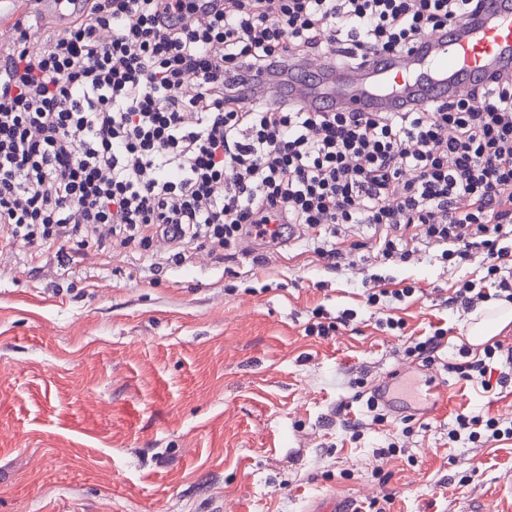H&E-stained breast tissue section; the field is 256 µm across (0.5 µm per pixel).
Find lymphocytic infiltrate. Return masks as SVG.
Wrapping results in <instances>:
<instances>
[{
	"instance_id": "lymphocytic-infiltrate-1",
	"label": "lymphocytic infiltrate",
	"mask_w": 512,
	"mask_h": 512,
	"mask_svg": "<svg viewBox=\"0 0 512 512\" xmlns=\"http://www.w3.org/2000/svg\"><path fill=\"white\" fill-rule=\"evenodd\" d=\"M83 0L39 52L0 46V238L148 254L235 247L288 225L371 224L383 261L484 254L512 226V81L422 112L241 107L224 71L334 42L353 66L467 17L475 0ZM197 79L186 89L187 76ZM414 171L406 179V171ZM450 441L512 425L457 415Z\"/></svg>"
}]
</instances>
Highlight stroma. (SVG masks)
<instances>
[{"mask_svg": "<svg viewBox=\"0 0 512 512\" xmlns=\"http://www.w3.org/2000/svg\"><path fill=\"white\" fill-rule=\"evenodd\" d=\"M0 20L1 44L23 22L33 50L58 29L32 0H0ZM313 236L180 262L161 241L146 256L0 240V512H305L330 493L356 512L386 494L389 512H512V439H448L462 412L512 421V387L447 369L472 316L447 299L480 281L482 255L458 265L424 248L379 264L374 227L340 224L330 239L347 255L332 269ZM347 309L348 326L307 334ZM389 317L404 332L380 328ZM436 326L446 335L425 365L407 347ZM408 368L441 408L374 419L363 394Z\"/></svg>", "mask_w": 512, "mask_h": 512, "instance_id": "obj_1", "label": "stroma"}]
</instances>
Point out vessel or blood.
I'll return each mask as SVG.
<instances>
[{
	"label": "vessel or blood",
	"instance_id": "vessel-or-blood-1",
	"mask_svg": "<svg viewBox=\"0 0 512 512\" xmlns=\"http://www.w3.org/2000/svg\"><path fill=\"white\" fill-rule=\"evenodd\" d=\"M512 77V0H481L464 20L426 33L407 49L367 54L356 67L306 57L263 73L226 70L224 81L243 103L265 101L308 112H408L460 97L496 79ZM398 375L375 382L373 398L396 411ZM307 512H354L330 494L309 502Z\"/></svg>",
	"mask_w": 512,
	"mask_h": 512
}]
</instances>
